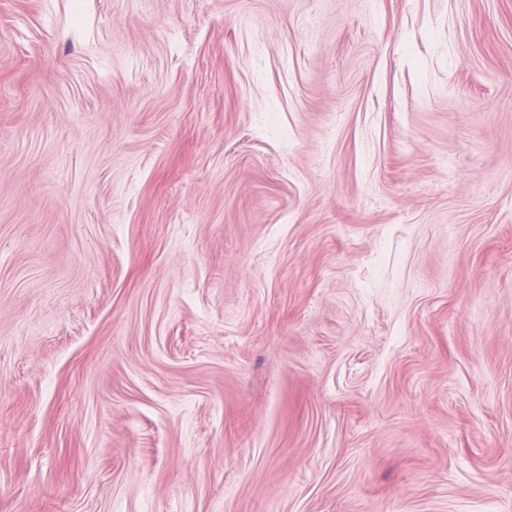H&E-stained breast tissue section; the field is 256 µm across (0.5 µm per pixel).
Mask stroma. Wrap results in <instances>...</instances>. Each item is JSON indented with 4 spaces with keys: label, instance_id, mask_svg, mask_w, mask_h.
I'll return each mask as SVG.
<instances>
[{
    "label": "stroma",
    "instance_id": "35a3bbf8",
    "mask_svg": "<svg viewBox=\"0 0 512 512\" xmlns=\"http://www.w3.org/2000/svg\"><path fill=\"white\" fill-rule=\"evenodd\" d=\"M0 512H512V0H0Z\"/></svg>",
    "mask_w": 512,
    "mask_h": 512
}]
</instances>
